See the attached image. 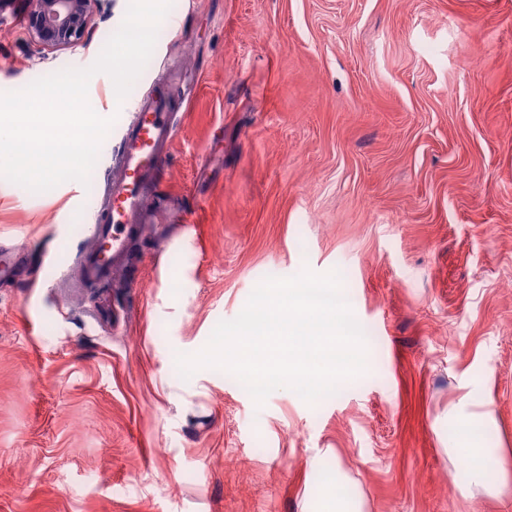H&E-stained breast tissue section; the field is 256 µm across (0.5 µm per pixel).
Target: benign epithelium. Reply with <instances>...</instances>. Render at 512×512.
I'll list each match as a JSON object with an SVG mask.
<instances>
[{"label": "benign epithelium", "mask_w": 512, "mask_h": 512, "mask_svg": "<svg viewBox=\"0 0 512 512\" xmlns=\"http://www.w3.org/2000/svg\"><path fill=\"white\" fill-rule=\"evenodd\" d=\"M93 0H35L30 27L47 46L80 42L87 30Z\"/></svg>", "instance_id": "benign-epithelium-1"}]
</instances>
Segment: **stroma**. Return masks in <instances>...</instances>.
Segmentation results:
<instances>
[{
	"mask_svg": "<svg viewBox=\"0 0 512 512\" xmlns=\"http://www.w3.org/2000/svg\"><path fill=\"white\" fill-rule=\"evenodd\" d=\"M128 3L51 48L31 0H0V92L90 66ZM161 82V221L116 283L73 295L42 263L84 244L87 184L0 178V243L30 252L0 281V512H303L338 468L366 512H512L445 454L497 448L512 476V0H172L124 101L104 73L88 98L122 123ZM306 267L340 274L363 376L260 408L227 372L181 378L177 354Z\"/></svg>",
	"mask_w": 512,
	"mask_h": 512,
	"instance_id": "1",
	"label": "stroma"
}]
</instances>
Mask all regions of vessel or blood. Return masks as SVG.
<instances>
[{
	"mask_svg": "<svg viewBox=\"0 0 512 512\" xmlns=\"http://www.w3.org/2000/svg\"><path fill=\"white\" fill-rule=\"evenodd\" d=\"M169 94L163 86L137 102L122 127L117 169L105 200L88 212L89 235L72 270L70 288L111 282L124 271L132 241L145 236L153 224L150 205L164 183L167 148L177 129ZM25 260L24 249L0 246V280L13 278Z\"/></svg>",
	"mask_w": 512,
	"mask_h": 512,
	"instance_id": "vessel-or-blood-1",
	"label": "vessel or blood"
}]
</instances>
